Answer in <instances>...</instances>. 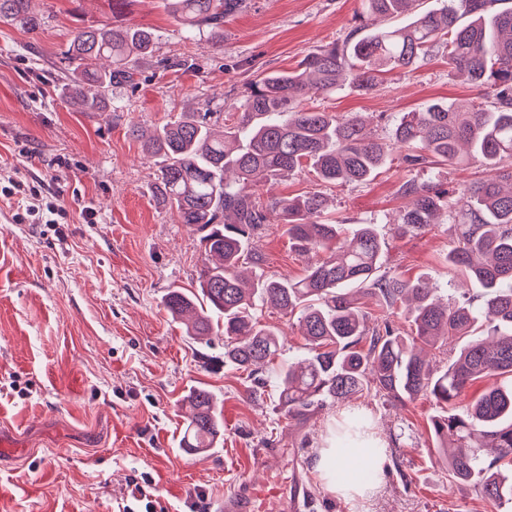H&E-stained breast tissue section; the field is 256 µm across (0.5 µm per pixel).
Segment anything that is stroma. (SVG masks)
Segmentation results:
<instances>
[{
    "label": "stroma",
    "mask_w": 512,
    "mask_h": 512,
    "mask_svg": "<svg viewBox=\"0 0 512 512\" xmlns=\"http://www.w3.org/2000/svg\"><path fill=\"white\" fill-rule=\"evenodd\" d=\"M35 8L48 18L38 33L0 23V187L13 180L60 196L67 214L59 239L34 220L16 223L25 201L0 194V422L19 438L0 452L9 512H122L129 482L144 473L160 512H215L226 490L254 478L258 461L282 488L305 481L302 512H512L449 482L430 431L437 409L423 398L356 399L389 448L384 486L368 502L331 493L313 455L340 407L284 421L274 385L252 394L245 372L224 365L222 338L195 343L163 307L169 289L195 285L203 248L198 233L151 196L157 167L130 130L148 136L183 112H230L261 74L295 68L343 41L362 0H243L217 46L188 38L160 0H134L123 20L155 32L154 52L138 62L135 85L113 84L108 112L81 110L61 88L77 74L63 58L75 27L111 23L110 0H36ZM433 100L492 102L456 77L440 51L390 72L375 90L344 84L310 104L360 116L389 146L383 167L362 184L321 185L301 172L257 192L321 188L330 221L376 226L384 271L428 279L457 302L468 285L445 261L453 246L447 214L423 231L393 232L409 203L406 179L454 193L485 176L473 160L413 171L400 164L396 120ZM86 204L95 223L79 215ZM257 248L263 274H302L279 211L268 212ZM197 386L216 397L224 433L206 453L189 455L179 446L184 397Z\"/></svg>",
    "instance_id": "35a3bbf8"
}]
</instances>
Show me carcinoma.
<instances>
[{
  "instance_id": "carcinoma-1",
  "label": "carcinoma",
  "mask_w": 512,
  "mask_h": 512,
  "mask_svg": "<svg viewBox=\"0 0 512 512\" xmlns=\"http://www.w3.org/2000/svg\"><path fill=\"white\" fill-rule=\"evenodd\" d=\"M415 0H364L360 28L397 18ZM241 0H163L173 19L193 36L217 45L224 17ZM0 21L34 33L46 18L32 0H0ZM154 33L145 27L107 24L76 29L66 52L80 68V83L64 88L81 108H112V83L133 80L132 62L152 55ZM469 84L491 94L490 108H461L432 101L405 112L394 129L407 148L405 167L458 165V147L487 177L459 192L413 178L402 185L414 199L396 232L422 231L438 213H447L455 247L451 270L484 289L482 299L443 302L422 279L381 272L384 241L373 224H332L323 220L327 198L318 190L263 201L253 188L308 169L323 183L369 180L387 161L386 145L368 136L356 115L337 116L307 108L303 101L336 90L340 77L372 90L387 73L408 68L437 50ZM237 121L219 124L218 112H187L164 124L146 142L157 159L153 195L168 205L180 224L200 233L202 268L196 288H172L164 308L188 317L186 335L209 342L224 337V364L254 377L255 390L275 383L279 412L306 418L326 404L374 394L405 402L420 395L438 408L430 419L439 456L458 485H473L484 501L512 502V8L502 0H454L427 10L403 26L370 29L338 45L306 55L296 69L267 73L236 106ZM237 179L230 183L228 171ZM269 207L282 213V234L306 259L298 279L239 271L243 261L258 265L251 248L266 223ZM405 295L411 333L374 321L361 299L393 309ZM296 318L305 336V356L275 363L282 356L278 330L263 324L255 298ZM462 341L459 353L439 367L420 346L443 351L448 340ZM484 378L492 385L459 408L466 387ZM190 413L180 445L189 454L213 447L222 423L213 394L189 393Z\"/></svg>"
}]
</instances>
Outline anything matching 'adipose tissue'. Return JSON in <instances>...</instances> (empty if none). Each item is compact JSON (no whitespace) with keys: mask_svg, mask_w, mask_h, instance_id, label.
<instances>
[{"mask_svg":"<svg viewBox=\"0 0 512 512\" xmlns=\"http://www.w3.org/2000/svg\"><path fill=\"white\" fill-rule=\"evenodd\" d=\"M387 462V448L379 435L340 447L334 437H326L314 458V468L321 482L334 494L366 500L375 496L379 483H365L361 471L382 472Z\"/></svg>","mask_w":512,"mask_h":512,"instance_id":"obj_1","label":"adipose tissue"}]
</instances>
